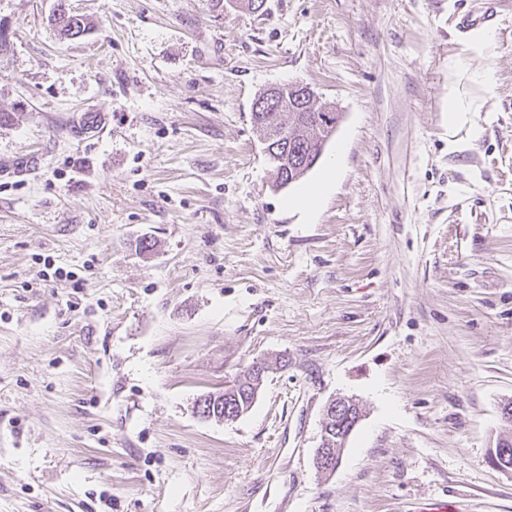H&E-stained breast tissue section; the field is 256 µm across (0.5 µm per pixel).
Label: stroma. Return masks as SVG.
<instances>
[{"instance_id":"1","label":"stroma","mask_w":512,"mask_h":512,"mask_svg":"<svg viewBox=\"0 0 512 512\" xmlns=\"http://www.w3.org/2000/svg\"><path fill=\"white\" fill-rule=\"evenodd\" d=\"M55 2L0 0V512H512V0L465 38L476 0H70L73 40ZM291 82L340 121L278 188L251 105ZM66 0H58L51 16V25L63 38H76L87 30V24L83 15L76 14L66 7ZM448 110V124L453 127L467 122L468 113L471 112V104L466 103L453 87H449ZM256 381L257 379H254L250 374H248V372L246 373L245 371H242L239 376H236L232 381L233 384L228 388H224V391L215 393L209 392L201 395L195 403L197 414L205 419L218 420V416H224L225 405L232 401L237 403V407L239 405L241 406L242 414H244L251 407L250 395L248 392L252 393L255 390L253 396V399L255 400L260 390V386H258L259 383H256ZM215 395L216 399L215 401H212ZM221 397L224 398L222 402H219ZM240 416L241 413H237V409L229 411V407H227L224 421H233ZM354 403L353 400L343 396L330 399L323 408L325 424L334 418L336 422L343 420V426L352 421ZM359 420L360 418H356L346 434L342 437L343 441L341 448H324L322 446H318L315 453V463L321 471H324L321 473L327 474L326 472H333L337 469L342 458L345 443Z\"/></svg>"}]
</instances>
